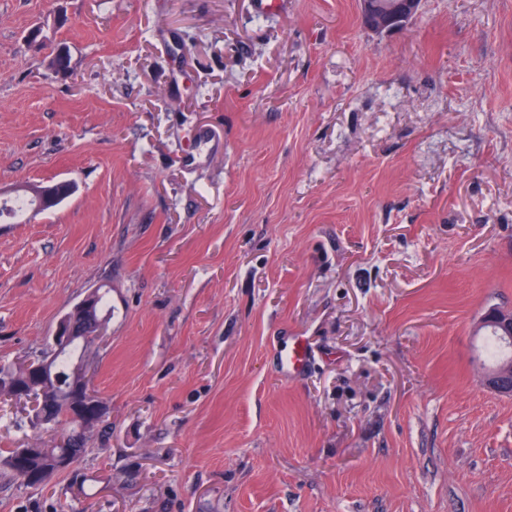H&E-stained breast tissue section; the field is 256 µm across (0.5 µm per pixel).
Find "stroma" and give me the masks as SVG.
Listing matches in <instances>:
<instances>
[{
  "mask_svg": "<svg viewBox=\"0 0 512 512\" xmlns=\"http://www.w3.org/2000/svg\"><path fill=\"white\" fill-rule=\"evenodd\" d=\"M53 14L67 75L25 40ZM52 179L0 223V364L110 289L93 512H512L474 334L512 311V0L381 35L358 0H0V187ZM44 445L0 405L1 457ZM72 476L0 512H72ZM72 193L73 186L68 181H57L49 184L26 182L14 187L9 194H5L0 187V201L3 204L10 202L16 196H27L34 203L31 214L36 215L55 208ZM292 346L288 345V350L283 349L280 357L281 365L284 373L289 377L299 375L307 361L308 351L305 342L294 339Z\"/></svg>",
  "mask_w": 512,
  "mask_h": 512,
  "instance_id": "obj_1",
  "label": "stroma"
}]
</instances>
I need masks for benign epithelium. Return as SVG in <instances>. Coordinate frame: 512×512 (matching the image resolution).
Listing matches in <instances>:
<instances>
[{
	"label": "benign epithelium",
	"instance_id": "obj_1",
	"mask_svg": "<svg viewBox=\"0 0 512 512\" xmlns=\"http://www.w3.org/2000/svg\"><path fill=\"white\" fill-rule=\"evenodd\" d=\"M422 0H359L360 19L364 28L371 32L383 33L402 29L417 16ZM61 20H43L33 27L26 39L30 47L42 51L54 42L56 29ZM49 66L65 73L71 68V55L68 47L58 44L49 53ZM73 193V186L68 181L49 184L26 182L13 188L10 193L0 189V201L10 202L13 198L24 195L33 201L32 214L36 215L50 210ZM98 290L89 292L79 303L64 314L57 322L53 333V349L45 355L34 359L40 381L44 387L39 393L49 392L55 402L68 409L69 418L79 433H89L95 421L87 408L95 409L99 419L107 415L105 398L83 387L81 364H76L67 375L58 374L53 367L56 350L77 339L86 342L98 339L106 334L107 315L98 306ZM478 330L496 336L502 343H512V312L498 309L485 314L478 325ZM485 386L498 395L512 397V358L505 356L492 366L483 368ZM71 467L68 456L49 455L43 461L42 477L47 481L59 470Z\"/></svg>",
	"mask_w": 512,
	"mask_h": 512
}]
</instances>
